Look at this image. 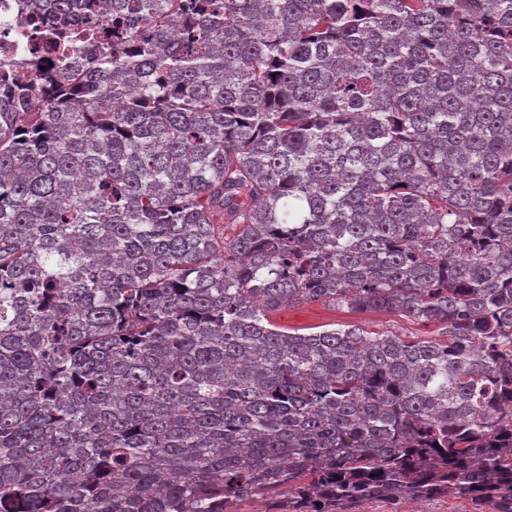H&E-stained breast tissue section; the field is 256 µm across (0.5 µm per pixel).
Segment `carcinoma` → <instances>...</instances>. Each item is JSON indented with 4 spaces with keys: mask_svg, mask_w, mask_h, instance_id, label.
I'll use <instances>...</instances> for the list:
<instances>
[{
    "mask_svg": "<svg viewBox=\"0 0 512 512\" xmlns=\"http://www.w3.org/2000/svg\"><path fill=\"white\" fill-rule=\"evenodd\" d=\"M26 8L94 41L0 73V512H512V0ZM275 322L283 329L296 330L314 326L330 325V328L344 325H360L378 332L388 331L401 336H436V326L412 322L406 318L384 312H353L347 309H333L322 302L301 305H285L274 316ZM486 506L467 500L442 498L433 501H405L402 503L367 502L353 506L354 512H484Z\"/></svg>",
    "mask_w": 512,
    "mask_h": 512,
    "instance_id": "cac0c4a2",
    "label": "carcinoma"
}]
</instances>
